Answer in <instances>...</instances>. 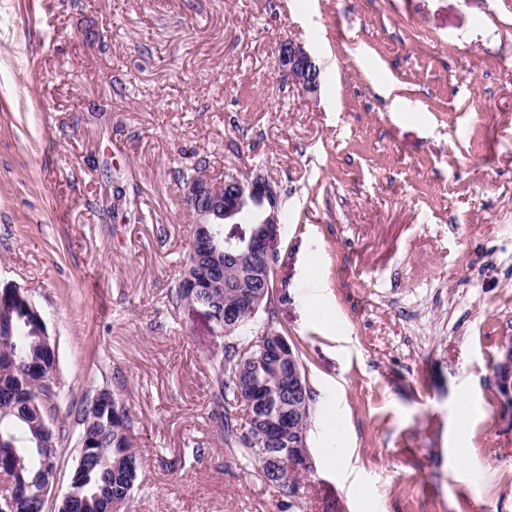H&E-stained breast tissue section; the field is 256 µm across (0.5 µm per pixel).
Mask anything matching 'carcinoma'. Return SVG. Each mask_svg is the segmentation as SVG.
Masks as SVG:
<instances>
[{
  "label": "carcinoma",
  "instance_id": "1",
  "mask_svg": "<svg viewBox=\"0 0 512 512\" xmlns=\"http://www.w3.org/2000/svg\"><path fill=\"white\" fill-rule=\"evenodd\" d=\"M207 168L204 157L174 169L181 184L198 179ZM215 248L200 261L203 278L188 288L179 280L169 295L172 307L189 301L208 309L221 330L230 324L227 308L236 305L253 288L247 264L224 258V238L211 224ZM32 298L13 294L0 302V474L10 485L16 512H43L45 501L39 484L58 464L55 433L45 435L31 405L39 379L56 367L51 340H45L30 323ZM278 333L273 310L263 304L252 315L242 314L226 335L221 354L214 358L216 388L212 415L219 418L224 445L257 478L288 498L290 512H302L300 477L292 468L301 455H310L309 443L293 446L294 437H308L312 390L307 379L295 389L288 386V368L305 372L298 354L282 360L260 342ZM80 437L87 445L80 467L70 478L72 496L64 512H108L112 499L130 497L138 487L139 464L131 438L132 422L117 398L100 392L99 406L83 409ZM263 441L267 460L254 453Z\"/></svg>",
  "mask_w": 512,
  "mask_h": 512
}]
</instances>
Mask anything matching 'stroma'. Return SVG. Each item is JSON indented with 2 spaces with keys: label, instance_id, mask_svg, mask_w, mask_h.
<instances>
[{
  "label": "stroma",
  "instance_id": "obj_1",
  "mask_svg": "<svg viewBox=\"0 0 512 512\" xmlns=\"http://www.w3.org/2000/svg\"><path fill=\"white\" fill-rule=\"evenodd\" d=\"M286 39L317 96L280 77ZM201 157L261 169L288 216L271 307L313 391L305 512H512V0H0V284L56 343V497L106 389L142 467L127 512H278L211 414L223 333L169 302L194 229L172 170ZM277 68L288 75L302 94L318 93L321 70L302 42L290 39L279 45Z\"/></svg>",
  "mask_w": 512,
  "mask_h": 512
}]
</instances>
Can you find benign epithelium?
<instances>
[{"label": "benign epithelium", "mask_w": 512, "mask_h": 512, "mask_svg": "<svg viewBox=\"0 0 512 512\" xmlns=\"http://www.w3.org/2000/svg\"><path fill=\"white\" fill-rule=\"evenodd\" d=\"M277 68L288 75L304 95H315L321 86V70L300 41L290 39L279 45ZM184 195L198 224L240 223L241 214L253 210L257 219L249 236L227 237L228 249L257 253L267 259L278 252L281 239V211L278 186L262 173L242 176L224 173L223 186H211L209 181H190ZM496 379L504 386L512 385V343L503 346L495 366Z\"/></svg>", "instance_id": "7a95c632"}]
</instances>
